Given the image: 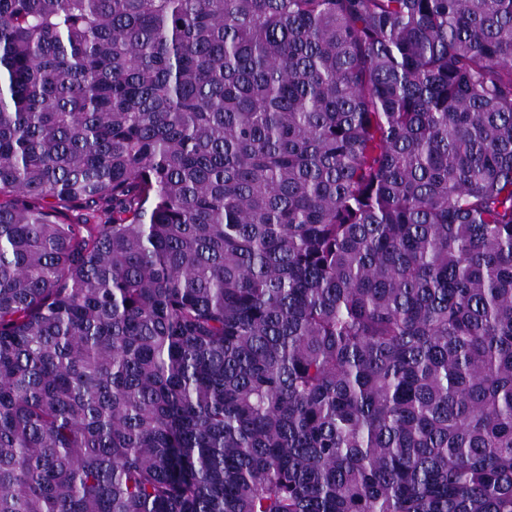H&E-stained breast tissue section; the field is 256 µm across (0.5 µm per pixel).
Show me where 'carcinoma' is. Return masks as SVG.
<instances>
[{"instance_id":"cac0c4a2","label":"carcinoma","mask_w":512,"mask_h":512,"mask_svg":"<svg viewBox=\"0 0 512 512\" xmlns=\"http://www.w3.org/2000/svg\"><path fill=\"white\" fill-rule=\"evenodd\" d=\"M0 512H512V0H0Z\"/></svg>"}]
</instances>
